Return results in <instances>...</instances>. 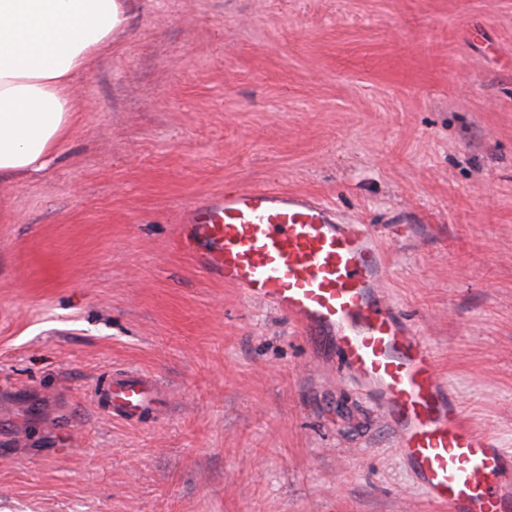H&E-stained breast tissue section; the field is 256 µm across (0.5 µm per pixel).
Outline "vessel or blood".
<instances>
[{
	"label": "vessel or blood",
	"instance_id": "obj_1",
	"mask_svg": "<svg viewBox=\"0 0 512 512\" xmlns=\"http://www.w3.org/2000/svg\"><path fill=\"white\" fill-rule=\"evenodd\" d=\"M177 248L209 278L285 313L372 399L429 500L449 512H512V451L472 427L429 344L389 299L380 235L316 197L228 188L184 209ZM146 375L113 373L97 406L126 424L156 404Z\"/></svg>",
	"mask_w": 512,
	"mask_h": 512
}]
</instances>
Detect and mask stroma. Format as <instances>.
I'll return each instance as SVG.
<instances>
[{"instance_id":"1","label":"stroma","mask_w":512,"mask_h":512,"mask_svg":"<svg viewBox=\"0 0 512 512\" xmlns=\"http://www.w3.org/2000/svg\"><path fill=\"white\" fill-rule=\"evenodd\" d=\"M130 5L56 160L0 187V512H448L326 352L171 243L228 186L378 225L389 297L512 449V0ZM118 369L158 382L135 426L94 401Z\"/></svg>"}]
</instances>
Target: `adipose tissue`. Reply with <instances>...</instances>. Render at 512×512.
Returning <instances> with one entry per match:
<instances>
[{
  "mask_svg": "<svg viewBox=\"0 0 512 512\" xmlns=\"http://www.w3.org/2000/svg\"><path fill=\"white\" fill-rule=\"evenodd\" d=\"M128 21L126 0H0V184L46 167L79 110L73 77Z\"/></svg>",
  "mask_w": 512,
  "mask_h": 512,
  "instance_id": "obj_1",
  "label": "adipose tissue"
}]
</instances>
